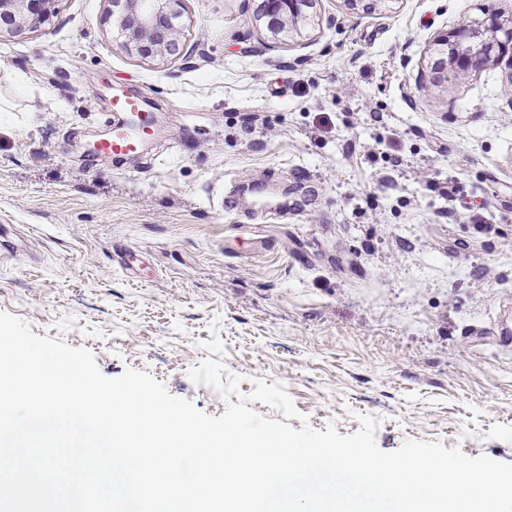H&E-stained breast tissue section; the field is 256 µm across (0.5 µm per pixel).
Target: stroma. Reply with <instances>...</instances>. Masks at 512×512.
Returning <instances> with one entry per match:
<instances>
[{
  "label": "stroma",
  "instance_id": "obj_1",
  "mask_svg": "<svg viewBox=\"0 0 512 512\" xmlns=\"http://www.w3.org/2000/svg\"><path fill=\"white\" fill-rule=\"evenodd\" d=\"M183 0L170 55L108 0L0 36V312L221 416L205 358L282 385L294 429L512 463V64L436 80L434 41L512 0ZM155 113L96 158L112 92ZM400 166H392V158ZM319 0H262L258 20H264L266 29L274 36L297 30L305 22L309 9H314ZM288 30V31H287Z\"/></svg>",
  "mask_w": 512,
  "mask_h": 512
}]
</instances>
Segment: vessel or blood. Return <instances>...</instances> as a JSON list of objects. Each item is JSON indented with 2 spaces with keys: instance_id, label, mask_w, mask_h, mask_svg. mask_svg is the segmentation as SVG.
I'll list each match as a JSON object with an SVG mask.
<instances>
[{
  "instance_id": "1",
  "label": "vessel or blood",
  "mask_w": 512,
  "mask_h": 512,
  "mask_svg": "<svg viewBox=\"0 0 512 512\" xmlns=\"http://www.w3.org/2000/svg\"><path fill=\"white\" fill-rule=\"evenodd\" d=\"M112 108L125 114L127 121L95 144V154L119 158L137 153L142 141L152 132L151 115L145 112L140 98L128 95L120 89L112 93Z\"/></svg>"
}]
</instances>
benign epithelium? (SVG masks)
<instances>
[{"instance_id": "7a95c632", "label": "benign epithelium", "mask_w": 512, "mask_h": 512, "mask_svg": "<svg viewBox=\"0 0 512 512\" xmlns=\"http://www.w3.org/2000/svg\"><path fill=\"white\" fill-rule=\"evenodd\" d=\"M56 0H0V35L15 34L46 23L55 13ZM112 9L106 20L122 38L121 46L143 58L173 52L181 38L175 24L183 0H109ZM318 0H261L258 20L273 35L281 34L306 21L308 10ZM441 58L434 73L447 68L458 74L478 72L503 58L512 61V20L484 14L441 34L437 39Z\"/></svg>"}]
</instances>
